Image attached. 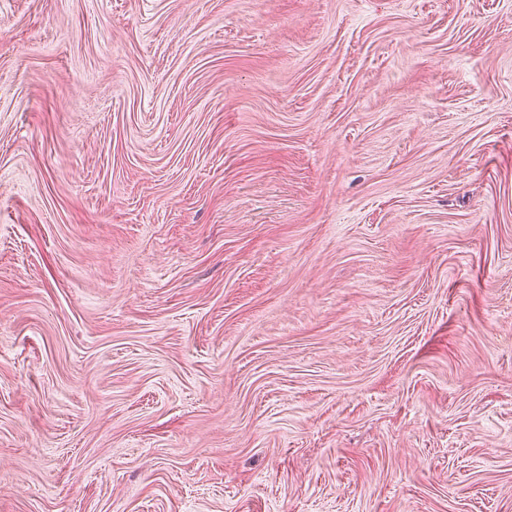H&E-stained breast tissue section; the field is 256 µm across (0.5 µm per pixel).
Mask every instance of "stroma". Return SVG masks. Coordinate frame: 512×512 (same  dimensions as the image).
Returning <instances> with one entry per match:
<instances>
[{"instance_id": "1", "label": "stroma", "mask_w": 512, "mask_h": 512, "mask_svg": "<svg viewBox=\"0 0 512 512\" xmlns=\"http://www.w3.org/2000/svg\"><path fill=\"white\" fill-rule=\"evenodd\" d=\"M0 512H512V0H0Z\"/></svg>"}]
</instances>
